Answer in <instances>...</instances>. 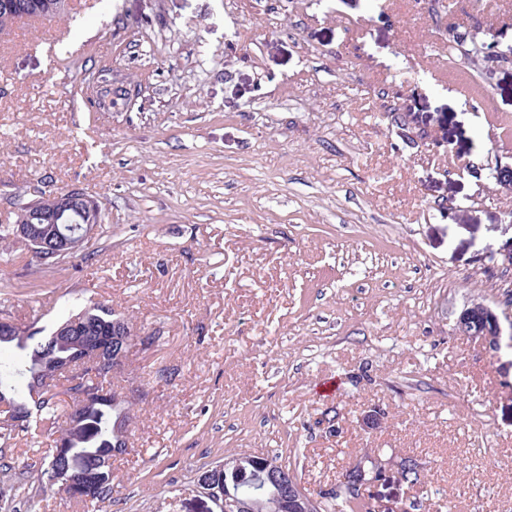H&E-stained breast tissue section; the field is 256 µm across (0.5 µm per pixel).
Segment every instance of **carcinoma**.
<instances>
[{"label": "carcinoma", "instance_id": "obj_1", "mask_svg": "<svg viewBox=\"0 0 512 512\" xmlns=\"http://www.w3.org/2000/svg\"><path fill=\"white\" fill-rule=\"evenodd\" d=\"M26 3L51 5L56 10L20 12L0 8V29L33 16L49 19L64 14L65 0H24ZM453 52L448 56L449 67L467 76L473 75V58L506 60V53H491L490 35L484 38L459 39L458 34L448 33ZM30 223L29 215L18 210L13 224H0V243L17 239L18 225ZM77 318L82 331L75 336H60L61 323L50 327L16 324L10 333H0V350L9 349L13 358L0 360V401L22 415L20 422L8 428L0 426V449L12 445L19 433L33 439L52 441L46 456L39 458L38 482L44 491L62 490L68 481L77 478L87 491L78 500L92 505L112 495V457L128 451V440L120 439L127 427L133 405L118 397L108 377L87 380L88 388L99 393L90 404H81L77 394L82 385L42 386L40 368L53 360L60 361L88 341L112 339L115 311L100 303H93L70 314L64 322ZM421 466L412 456L401 459L398 480L408 486L422 484ZM341 489L321 496L317 512H371L366 498L350 489L358 479H365L361 467L342 473Z\"/></svg>", "mask_w": 512, "mask_h": 512}]
</instances>
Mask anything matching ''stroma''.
I'll list each match as a JSON object with an SVG mask.
<instances>
[{"label":"stroma","mask_w":512,"mask_h":512,"mask_svg":"<svg viewBox=\"0 0 512 512\" xmlns=\"http://www.w3.org/2000/svg\"><path fill=\"white\" fill-rule=\"evenodd\" d=\"M280 2L67 0L0 31V224L77 187L107 226L45 277L11 245L0 311L47 326L93 299L162 333L113 380L145 396L92 512H206L198 475L244 453L315 497L409 455L423 489L383 492L512 512V348L454 330L476 304L512 325V62L474 79L494 123L448 72L451 17ZM483 2L511 48L512 0ZM104 66L97 112L74 73ZM38 458L0 452V512H90L41 491Z\"/></svg>","instance_id":"35a3bbf8"}]
</instances>
